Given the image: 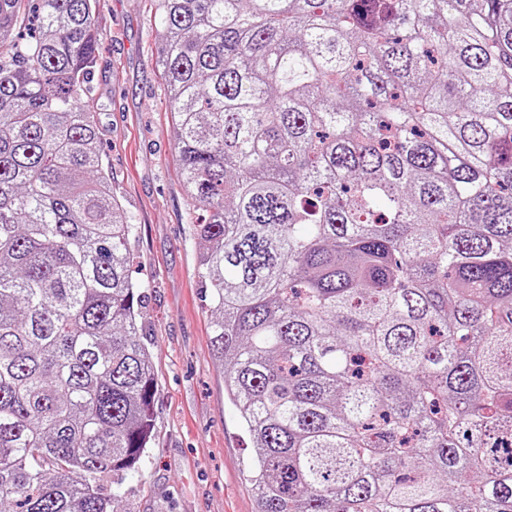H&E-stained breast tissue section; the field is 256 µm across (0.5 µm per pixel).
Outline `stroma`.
<instances>
[{
	"instance_id": "stroma-1",
	"label": "stroma",
	"mask_w": 512,
	"mask_h": 512,
	"mask_svg": "<svg viewBox=\"0 0 512 512\" xmlns=\"http://www.w3.org/2000/svg\"><path fill=\"white\" fill-rule=\"evenodd\" d=\"M92 81L112 191L134 224L132 279L157 392L154 430L124 481L125 512H255L250 441L224 398L212 352L213 307L200 283L192 206L160 78L152 0H97Z\"/></svg>"
}]
</instances>
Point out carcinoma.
Returning a JSON list of instances; mask_svg holds the SVG:
<instances>
[{
	"label": "carcinoma",
	"instance_id": "obj_1",
	"mask_svg": "<svg viewBox=\"0 0 512 512\" xmlns=\"http://www.w3.org/2000/svg\"><path fill=\"white\" fill-rule=\"evenodd\" d=\"M95 7L0 0V512H122L153 435ZM155 7L256 512H512V0Z\"/></svg>",
	"mask_w": 512,
	"mask_h": 512
}]
</instances>
